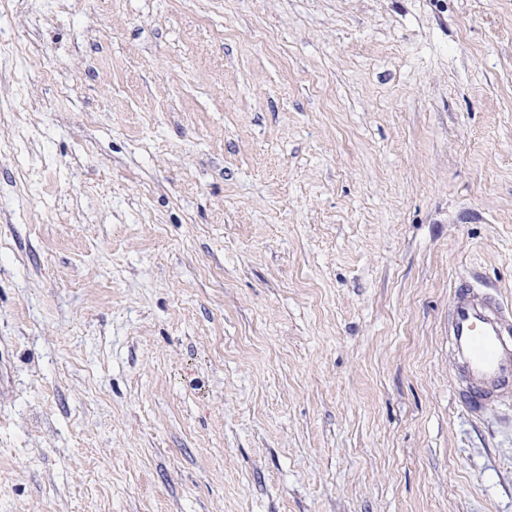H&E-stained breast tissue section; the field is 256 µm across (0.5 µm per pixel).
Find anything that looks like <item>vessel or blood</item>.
I'll list each match as a JSON object with an SVG mask.
<instances>
[{
    "instance_id": "obj_1",
    "label": "vessel or blood",
    "mask_w": 512,
    "mask_h": 512,
    "mask_svg": "<svg viewBox=\"0 0 512 512\" xmlns=\"http://www.w3.org/2000/svg\"><path fill=\"white\" fill-rule=\"evenodd\" d=\"M448 359L453 390L468 413L512 404V307L476 280H461L453 290Z\"/></svg>"
}]
</instances>
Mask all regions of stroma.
I'll return each mask as SVG.
<instances>
[{"label": "stroma", "instance_id": "obj_1", "mask_svg": "<svg viewBox=\"0 0 512 512\" xmlns=\"http://www.w3.org/2000/svg\"><path fill=\"white\" fill-rule=\"evenodd\" d=\"M0 512H512L448 303L512 304V0H11Z\"/></svg>", "mask_w": 512, "mask_h": 512}]
</instances>
